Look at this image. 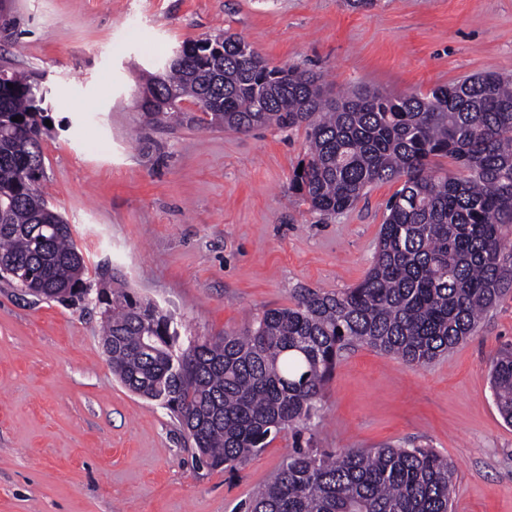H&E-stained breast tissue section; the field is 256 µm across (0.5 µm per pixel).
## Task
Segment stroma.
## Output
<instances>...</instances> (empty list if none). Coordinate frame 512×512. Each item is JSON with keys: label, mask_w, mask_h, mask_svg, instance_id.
Masks as SVG:
<instances>
[{"label": "stroma", "mask_w": 512, "mask_h": 512, "mask_svg": "<svg viewBox=\"0 0 512 512\" xmlns=\"http://www.w3.org/2000/svg\"><path fill=\"white\" fill-rule=\"evenodd\" d=\"M225 31L270 65L322 73L335 96L512 77V0H0V64L47 90L46 199L87 284L108 272L172 313L186 340L245 333L302 288L358 284L401 187L373 184L324 217L291 188L305 128L146 123L150 75L183 43ZM99 323L93 303L0 283V512H237L278 472L291 433L237 472L196 467L169 410L113 376ZM509 348L512 294L425 366L344 352L310 444L428 446L455 467L454 512H512V426L489 378Z\"/></svg>", "instance_id": "obj_1"}]
</instances>
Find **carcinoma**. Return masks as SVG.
Returning a JSON list of instances; mask_svg holds the SVG:
<instances>
[{
  "instance_id": "obj_1",
  "label": "carcinoma",
  "mask_w": 512,
  "mask_h": 512,
  "mask_svg": "<svg viewBox=\"0 0 512 512\" xmlns=\"http://www.w3.org/2000/svg\"><path fill=\"white\" fill-rule=\"evenodd\" d=\"M253 54L227 31L183 44L147 84L145 121L243 133L305 126L309 148L292 187L323 216L349 209L377 182L402 186L360 283L340 293L303 288L244 336L185 345L155 303L124 287L97 290L112 373L172 412L196 465L230 472L270 436L300 437L320 417L344 350L362 345L424 366L474 335L512 293V78L486 72L403 97L358 89L331 103L321 75ZM185 101L200 115L182 111ZM44 103L37 78L0 74V281L76 305L87 295V266L71 225L40 190ZM444 158L462 174L442 171ZM489 373L512 424V351L494 357ZM453 480L448 459L421 446L331 454L298 444L246 512H450Z\"/></svg>"
}]
</instances>
